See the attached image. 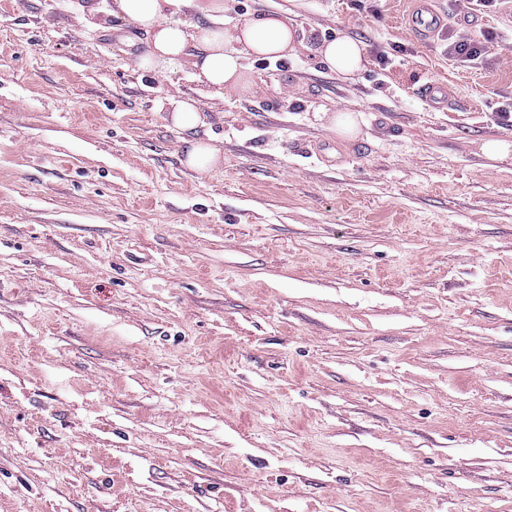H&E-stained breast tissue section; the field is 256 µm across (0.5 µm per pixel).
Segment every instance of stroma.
<instances>
[{"label":"stroma","instance_id":"stroma-1","mask_svg":"<svg viewBox=\"0 0 512 512\" xmlns=\"http://www.w3.org/2000/svg\"><path fill=\"white\" fill-rule=\"evenodd\" d=\"M110 4L0 0V512H512V0H224L297 28L246 93ZM421 7L412 13L409 19L411 28L420 35H432L442 26L443 17L435 9L428 6L425 1H420ZM444 51L449 59L467 62L478 59L494 47L495 36L492 33L474 36L469 30L458 28L448 33ZM448 41V43H447ZM315 52L329 70L344 77H352L364 70L367 63L363 45L351 38L323 41ZM170 121L178 129L193 130L199 122L198 113L190 100L172 99ZM189 149L186 153L185 163L201 171H209L220 164L218 152L202 140L189 141Z\"/></svg>","mask_w":512,"mask_h":512}]
</instances>
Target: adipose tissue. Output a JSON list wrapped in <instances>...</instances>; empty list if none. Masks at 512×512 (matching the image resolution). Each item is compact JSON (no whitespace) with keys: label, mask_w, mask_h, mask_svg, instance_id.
<instances>
[{"label":"adipose tissue","mask_w":512,"mask_h":512,"mask_svg":"<svg viewBox=\"0 0 512 512\" xmlns=\"http://www.w3.org/2000/svg\"><path fill=\"white\" fill-rule=\"evenodd\" d=\"M187 8L206 18V25L187 32L176 20ZM109 12L149 34L148 48L139 58L142 68L165 73L189 64L197 80L218 88L248 89L251 79L242 57L282 58L296 41L295 27L280 13L251 19L230 33L217 29L224 0H112ZM315 52L329 70L345 77L364 70L367 63L363 45L350 38L321 42Z\"/></svg>","instance_id":"adipose-tissue-1"}]
</instances>
